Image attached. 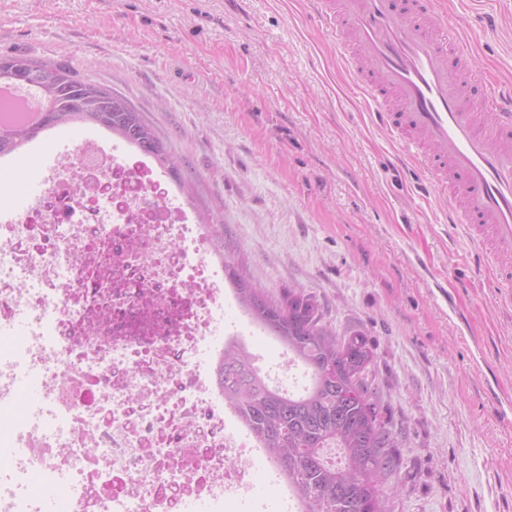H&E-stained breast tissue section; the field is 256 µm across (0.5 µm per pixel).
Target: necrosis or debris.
Segmentation results:
<instances>
[{
  "label": "necrosis or debris",
  "mask_w": 512,
  "mask_h": 512,
  "mask_svg": "<svg viewBox=\"0 0 512 512\" xmlns=\"http://www.w3.org/2000/svg\"><path fill=\"white\" fill-rule=\"evenodd\" d=\"M72 157L0 224V512H224L265 453L215 379L252 320L148 156Z\"/></svg>",
  "instance_id": "obj_1"
}]
</instances>
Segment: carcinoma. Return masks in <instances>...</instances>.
<instances>
[{"mask_svg":"<svg viewBox=\"0 0 512 512\" xmlns=\"http://www.w3.org/2000/svg\"><path fill=\"white\" fill-rule=\"evenodd\" d=\"M4 78L37 90L52 109L33 126L0 124V157L42 132L82 122L110 131L178 176L177 157L119 93L66 66L18 55H0ZM219 260L239 306L309 374L303 391L285 393L267 382L239 342L225 346L217 369L224 399L285 475L300 512H390L383 487L400 465L398 440L368 381L374 359L366 338L339 335L312 296L291 288L273 296L233 257L221 253ZM325 448L338 450L340 461L329 462Z\"/></svg>","mask_w":512,"mask_h":512,"instance_id":"carcinoma-1","label":"carcinoma"}]
</instances>
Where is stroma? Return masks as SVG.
<instances>
[{"instance_id":"35a3bbf8","label":"stroma","mask_w":512,"mask_h":512,"mask_svg":"<svg viewBox=\"0 0 512 512\" xmlns=\"http://www.w3.org/2000/svg\"><path fill=\"white\" fill-rule=\"evenodd\" d=\"M512 82V0H438ZM0 55L123 95L268 292L296 288L374 352L398 436L393 512H512V309L400 162L311 0H0ZM454 303H447L446 294Z\"/></svg>"}]
</instances>
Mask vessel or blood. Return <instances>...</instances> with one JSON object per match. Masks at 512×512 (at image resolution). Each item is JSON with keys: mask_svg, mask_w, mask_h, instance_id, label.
I'll list each match as a JSON object with an SVG mask.
<instances>
[{"mask_svg": "<svg viewBox=\"0 0 512 512\" xmlns=\"http://www.w3.org/2000/svg\"><path fill=\"white\" fill-rule=\"evenodd\" d=\"M373 117L448 200V222L512 288V85L486 80L431 0H317ZM491 110L479 120V107Z\"/></svg>", "mask_w": 512, "mask_h": 512, "instance_id": "b4317fda", "label": "vessel or blood"}]
</instances>
